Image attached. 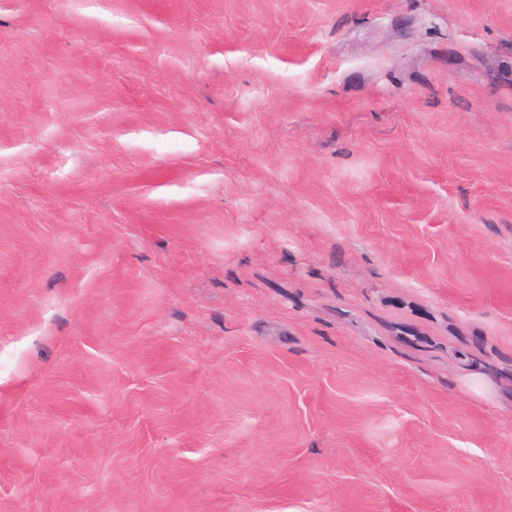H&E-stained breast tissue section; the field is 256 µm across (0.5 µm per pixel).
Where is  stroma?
<instances>
[{
  "mask_svg": "<svg viewBox=\"0 0 512 512\" xmlns=\"http://www.w3.org/2000/svg\"><path fill=\"white\" fill-rule=\"evenodd\" d=\"M0 512H512V0H0Z\"/></svg>",
  "mask_w": 512,
  "mask_h": 512,
  "instance_id": "obj_1",
  "label": "stroma"
}]
</instances>
